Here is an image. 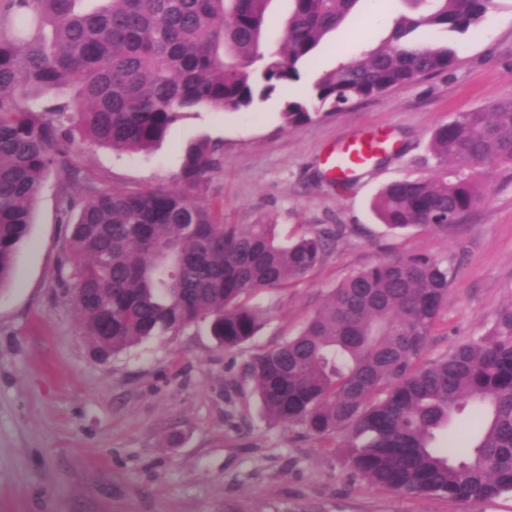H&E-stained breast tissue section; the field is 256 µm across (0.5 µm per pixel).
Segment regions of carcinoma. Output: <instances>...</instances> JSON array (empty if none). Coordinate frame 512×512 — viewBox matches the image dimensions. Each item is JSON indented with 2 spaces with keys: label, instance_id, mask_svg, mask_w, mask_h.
Here are the masks:
<instances>
[{
  "label": "carcinoma",
  "instance_id": "obj_1",
  "mask_svg": "<svg viewBox=\"0 0 512 512\" xmlns=\"http://www.w3.org/2000/svg\"><path fill=\"white\" fill-rule=\"evenodd\" d=\"M4 0L21 23L0 27V288L33 224L45 179L61 181L59 221L71 225L61 267L82 336L112 355L145 339L208 322L226 350L251 340L266 312L244 302L306 277L341 227L277 241V224L224 223L223 208L194 195L221 167V149L189 144L179 187H106L81 179L78 142L142 152L186 113L241 110L301 78L324 38L359 0H293L283 39L262 44L271 0ZM387 40L314 83L316 104L290 101L289 127L453 66L452 48L413 33H464L500 0H406ZM431 149L451 169L385 185L373 209L391 230L440 234L483 199L474 173L512 164V97L458 112ZM448 258L384 259L330 290L300 332L254 355L244 376L266 418L321 440L342 437L353 473L382 491L441 496L477 507L512 493V301L486 334L419 363L447 306ZM471 405L487 409L472 442L434 449L436 432Z\"/></svg>",
  "mask_w": 512,
  "mask_h": 512
}]
</instances>
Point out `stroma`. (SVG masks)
<instances>
[{
	"instance_id": "obj_1",
	"label": "stroma",
	"mask_w": 512,
	"mask_h": 512,
	"mask_svg": "<svg viewBox=\"0 0 512 512\" xmlns=\"http://www.w3.org/2000/svg\"><path fill=\"white\" fill-rule=\"evenodd\" d=\"M403 9L402 0H359L300 80L250 109L187 113L148 153L85 146L72 157L110 186L171 187L186 146L209 140L223 146L222 167L197 195L222 205L225 222L273 218L283 243L343 226L306 278L251 296L270 315L236 350L219 347L202 324L141 341L104 364L93 360L59 276L69 235L58 218L60 180L45 181L12 279L0 289V512H471L463 501L368 487L335 442L269 423L243 378L253 355L296 335L331 289L383 259L420 251L453 259L425 363L483 336L512 299L511 167L477 173L484 197L446 235L389 230L371 209L383 185L437 173L430 135L439 124L512 96V0L467 33L416 32L417 41L455 49L448 71L298 127L284 124L287 101L311 102L315 81L381 44ZM375 12L382 19L371 37L339 55ZM373 134L389 139L383 160L332 183L327 153Z\"/></svg>"
}]
</instances>
